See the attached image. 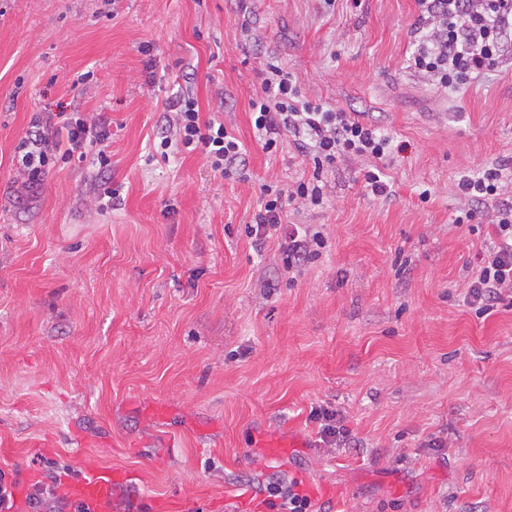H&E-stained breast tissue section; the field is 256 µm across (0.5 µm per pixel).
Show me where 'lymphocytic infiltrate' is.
<instances>
[{
  "label": "lymphocytic infiltrate",
  "instance_id": "lymphocytic-infiltrate-1",
  "mask_svg": "<svg viewBox=\"0 0 512 512\" xmlns=\"http://www.w3.org/2000/svg\"><path fill=\"white\" fill-rule=\"evenodd\" d=\"M421 36L410 65L435 86L455 91L480 74L499 67L512 54V0H417ZM262 94L249 103L256 138L265 151L293 138L299 151L314 165L310 179L292 188L265 184L262 202L247 227L248 235L264 241L272 230L284 228L281 245L288 267L317 260L326 246L321 232L286 224L285 207L292 202L313 206L324 199L321 175L337 159L357 156L380 159L391 150V140L378 127L352 113L324 107L303 98L297 82L277 59L267 60L261 71ZM169 136L159 143L161 157L170 150L200 152L207 164L224 177L244 178L246 150L223 122L201 119L196 98L180 95L168 116ZM30 136L18 145L17 169L25 188L41 185L57 158L84 161L94 147L105 146L110 131L100 114L56 112L36 116ZM506 163L461 176L458 189L469 208L466 220L492 207L496 240L481 250L479 268L469 286V303L487 312L512 292V200L503 196ZM268 512H315L311 498L298 479L280 475L260 487Z\"/></svg>",
  "mask_w": 512,
  "mask_h": 512
}]
</instances>
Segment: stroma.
<instances>
[{
    "mask_svg": "<svg viewBox=\"0 0 512 512\" xmlns=\"http://www.w3.org/2000/svg\"><path fill=\"white\" fill-rule=\"evenodd\" d=\"M417 18L415 0H0L7 479L66 482L92 458L131 475L112 512H266L257 485L282 474L329 488L317 512H512V296L469 305L496 235L455 222L459 177L512 165V64L436 89L407 66ZM270 56L392 139L390 198L363 187L375 159L346 157L323 206L288 205L327 240L299 269L246 233L261 184L312 173L291 138L269 154L254 137ZM186 90L244 143L248 180L156 153ZM62 110L105 113L109 163L56 161L27 191L16 147ZM315 405L349 441L319 443ZM261 435L310 445L280 462Z\"/></svg>",
    "mask_w": 512,
    "mask_h": 512,
    "instance_id": "stroma-1",
    "label": "stroma"
}]
</instances>
